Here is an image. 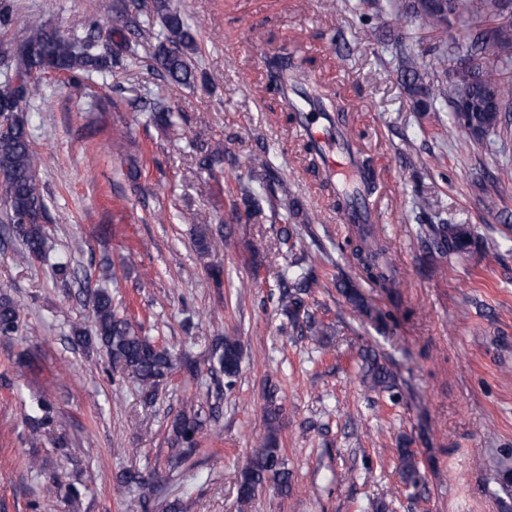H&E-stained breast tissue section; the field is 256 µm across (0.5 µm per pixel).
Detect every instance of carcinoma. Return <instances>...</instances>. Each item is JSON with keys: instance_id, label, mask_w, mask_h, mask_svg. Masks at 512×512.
Returning <instances> with one entry per match:
<instances>
[{"instance_id": "carcinoma-1", "label": "carcinoma", "mask_w": 512, "mask_h": 512, "mask_svg": "<svg viewBox=\"0 0 512 512\" xmlns=\"http://www.w3.org/2000/svg\"><path fill=\"white\" fill-rule=\"evenodd\" d=\"M372 9V19L383 24L388 17L397 20L414 18L432 31L449 35L448 43L437 49L439 71H430L404 52L397 56L400 85L417 112H429L440 102L448 108L451 137H464L473 147L483 145L485 137L512 128V121L502 114L512 112V84L506 75L512 69V0H365ZM155 12L166 31L165 39L156 46L150 68L162 81L189 88L206 90L212 79L199 71L194 55L197 52L193 34L185 24L180 9L172 0H155ZM112 29L128 31L137 36L144 30L129 7L115 11ZM135 51L125 41L112 46V39H102L99 28L82 19L72 23L65 32L50 27L38 19L28 23L24 35L0 45V61L5 70L0 73V228L4 238H17L22 243L18 254L21 262L50 264L53 278L61 285L69 284L73 276L71 261L64 257L50 259V246L45 231L47 204L42 191L37 161L32 148L28 113L31 103L43 94V77L64 75L71 79L97 75L107 78L115 70L134 60ZM278 69L297 78L305 64L297 65L287 50L278 56ZM455 64L448 72V64ZM149 122L164 126L169 121V109L162 102L148 109ZM232 161L221 146L200 147L199 168L215 179L224 173V162ZM238 193L247 221L255 223L269 217L278 220L284 209L295 216L300 213L297 201L289 198L288 183L274 176L259 193L245 182L238 184ZM423 242L441 255L485 252L488 241L459 224H423ZM288 271L280 277V309L297 324L305 322L311 340L322 343L326 332L309 310L305 297L320 287L314 258L305 238L286 233ZM359 275L372 287L382 289L392 300L402 296L404 280L397 272L387 242L371 227L357 228L354 236L338 246ZM352 309L377 325L386 324L387 315L375 308L350 280L336 284ZM92 307L93 333L81 329L73 332L71 341L78 346L96 343L106 350L115 366L122 367L142 386L143 402L156 399L157 384L171 368L172 355L142 334V328L120 313L112 295L105 288L89 294ZM21 329L20 316L14 302L0 297V336H16ZM239 342L226 336L214 343L211 358L224 374V385L234 386L241 363ZM359 376L365 387L399 403L398 381L388 364L373 350L361 356ZM282 408L273 403L265 407L263 420L266 432L253 449L237 480L238 497L250 501L256 493L271 486L288 495L292 490L290 472L280 448L279 423ZM52 421V406L45 399L37 400L34 414L28 418L31 435ZM203 428L199 413L183 414L171 425V444L175 464L185 465L194 448L196 437ZM398 475L404 486H417L421 479L415 451L403 444L397 449ZM122 484L130 492L147 484L140 471L122 474ZM45 503L34 504L41 512H52L53 500H75L79 489L68 484L45 486Z\"/></svg>"}]
</instances>
